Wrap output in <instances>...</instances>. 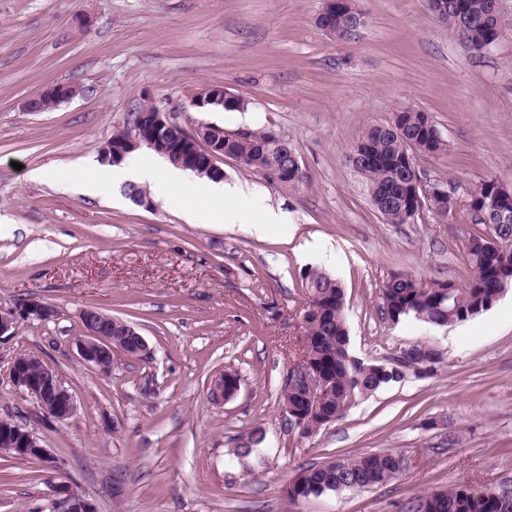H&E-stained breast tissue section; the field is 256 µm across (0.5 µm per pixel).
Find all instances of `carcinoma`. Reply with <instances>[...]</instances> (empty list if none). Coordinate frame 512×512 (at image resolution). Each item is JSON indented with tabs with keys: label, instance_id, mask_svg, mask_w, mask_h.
I'll return each mask as SVG.
<instances>
[{
	"label": "carcinoma",
	"instance_id": "carcinoma-1",
	"mask_svg": "<svg viewBox=\"0 0 512 512\" xmlns=\"http://www.w3.org/2000/svg\"><path fill=\"white\" fill-rule=\"evenodd\" d=\"M490 0H448V13L439 20L455 30L458 19L470 23L468 49L484 55L485 46L500 42L504 29L487 17ZM141 113L127 114L122 130L106 142L117 146L128 136L130 126ZM448 140L426 112L414 108L393 114L385 124L368 127L352 146L350 155L360 154L366 161L355 165L364 178L374 209L388 224H413L423 210L410 194L411 182L418 172L422 156H439L447 150ZM224 155L241 160V165L268 176L279 173L275 184L295 189L303 183L298 151L283 135L270 131H237L224 134ZM466 206L472 223L484 226L465 241L467 264L471 271L465 287L452 281L425 280L406 273L391 275L380 288L382 318L393 324L406 317L437 326L464 322L488 311L512 288V221L504 223L499 210L512 214V195L500 189L495 180H485L467 194ZM496 201L489 207L487 202ZM302 286L307 309L304 332L310 336L311 363L322 374V395L312 398L295 369H290L281 388L279 406L288 408L291 424L307 419L326 425L340 417L365 396L401 379L408 369L428 371L442 361L439 350L421 345L418 359L406 363L393 357L385 363L368 362L350 349L346 319V293L334 278L316 268L306 269ZM127 322L112 318L110 335L125 350L134 345L125 335ZM402 470L400 458L390 454H371L356 458H331L321 464L299 470L288 483L292 499L321 496L346 490L385 485ZM415 512H512V500L490 489L473 492L465 486L436 491L417 499Z\"/></svg>",
	"mask_w": 512,
	"mask_h": 512
}]
</instances>
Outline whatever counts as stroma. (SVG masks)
Wrapping results in <instances>:
<instances>
[{
    "mask_svg": "<svg viewBox=\"0 0 512 512\" xmlns=\"http://www.w3.org/2000/svg\"><path fill=\"white\" fill-rule=\"evenodd\" d=\"M322 0H0V310L28 299L53 318L19 320L0 337V418L25 426L42 459L0 456V512H54L67 492L96 512H410L419 496L464 485L512 487V289L483 315L437 326L381 316L391 274L465 285L468 211L388 224L349 160L369 126L412 107L428 113L448 150L421 172L459 197L480 182L512 185V0L504 38L473 56L427 0H355L351 39L321 31ZM59 81L74 99L44 112L23 102ZM221 85L241 111L194 100ZM153 101L190 129H269L297 148L305 181L284 190L234 160L224 180L262 191L286 217L250 229L194 224L220 201L185 191L133 203L124 185L81 184L130 109ZM50 169V182L30 171ZM322 269L346 289L352 352L385 362L411 346L443 354L359 398L346 415L302 435L278 395L303 325L301 275ZM123 319L146 340L138 359L116 350L109 373L83 364L73 342L82 313ZM20 354L58 374L76 411L43 416L9 370ZM241 378L227 401L209 396L225 369ZM259 429L266 442L237 448ZM404 461L385 486L290 499L302 467L332 457Z\"/></svg>",
    "mask_w": 512,
    "mask_h": 512,
    "instance_id": "obj_1",
    "label": "stroma"
}]
</instances>
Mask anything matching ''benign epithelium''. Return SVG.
<instances>
[{
  "mask_svg": "<svg viewBox=\"0 0 512 512\" xmlns=\"http://www.w3.org/2000/svg\"><path fill=\"white\" fill-rule=\"evenodd\" d=\"M316 24L326 34L333 36L336 33V0H323V5L316 16ZM80 87L72 82H57L45 87L37 95L24 102V109L35 111L34 105L38 101L48 100L53 105L68 102L79 95ZM235 95L222 85H215L203 92L194 102V106L203 109H219L231 104ZM143 123L140 128L131 133L126 139L124 148L118 150V155H126V149H137L143 145L152 149H159L162 155L180 156L181 148L164 146L160 134L169 128L177 126L168 113L160 106L153 104L145 109ZM186 151L190 158L178 162V166L196 170L195 159L202 156L205 159L206 170L215 179H224V169L217 161L224 159V129L209 123L196 125L192 130L185 132ZM414 188L421 190L427 204L431 208H440L452 201L461 204L463 200L448 192V188L440 184H426L418 178ZM36 317L49 319L55 316L51 307L38 302L30 301L15 310H0V337L11 332L22 317ZM84 335L74 342L77 354L81 361L101 372L108 371L105 363L112 358V337L105 335L108 318L99 311L84 312ZM296 366L301 369L303 379L311 389L313 396L320 395L321 377L316 369L309 364L304 355H299ZM10 376L14 384L24 389L37 406L46 414L56 420L69 419L74 411L75 404L71 394L61 385L56 372L47 366L40 358L28 354L15 357L10 367ZM44 456L45 450L38 438L28 429L19 425L9 424L0 431V453L15 456H25L31 452ZM56 512H93L91 504L82 496L69 493L60 500Z\"/></svg>",
  "mask_w": 512,
  "mask_h": 512,
  "instance_id": "1",
  "label": "benign epithelium"
}]
</instances>
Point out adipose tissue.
Instances as JSON below:
<instances>
[{
	"mask_svg": "<svg viewBox=\"0 0 512 512\" xmlns=\"http://www.w3.org/2000/svg\"><path fill=\"white\" fill-rule=\"evenodd\" d=\"M110 183H121L134 180L142 183L154 184L160 196H169L185 186H193L201 194L222 200L226 206L225 211L220 212L221 221L232 224L237 220V214L232 210V203L242 194L241 188L224 184L219 180H211L205 177L194 180L187 179L182 168L170 165L163 169L145 167L134 162L108 167Z\"/></svg>",
	"mask_w": 512,
	"mask_h": 512,
	"instance_id": "adipose-tissue-1",
	"label": "adipose tissue"
}]
</instances>
